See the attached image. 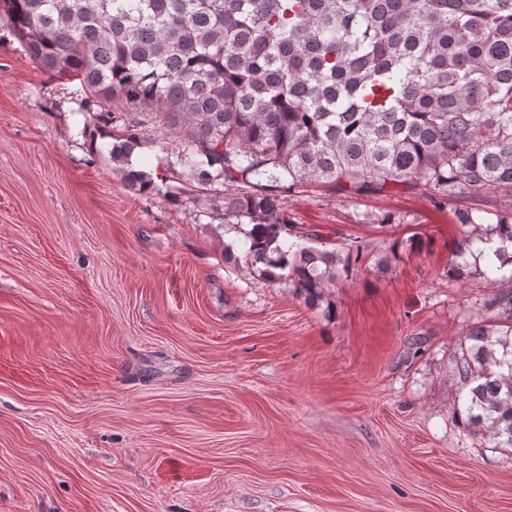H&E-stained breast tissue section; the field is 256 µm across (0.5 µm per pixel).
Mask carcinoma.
<instances>
[{
	"label": "carcinoma",
	"mask_w": 512,
	"mask_h": 512,
	"mask_svg": "<svg viewBox=\"0 0 512 512\" xmlns=\"http://www.w3.org/2000/svg\"><path fill=\"white\" fill-rule=\"evenodd\" d=\"M0 20L44 71L183 130L167 166L223 187L224 219L251 225L224 259L289 277L309 303L369 254L292 232L282 189L421 185L438 203L500 192L511 203L456 212L448 276L490 280L512 264V0H0ZM98 119L116 128L109 154L130 166L127 186L161 190L131 168L149 143L138 124L104 107ZM486 307L495 316L469 330L458 366L457 415L512 448V277Z\"/></svg>",
	"instance_id": "cac0c4a2"
}]
</instances>
